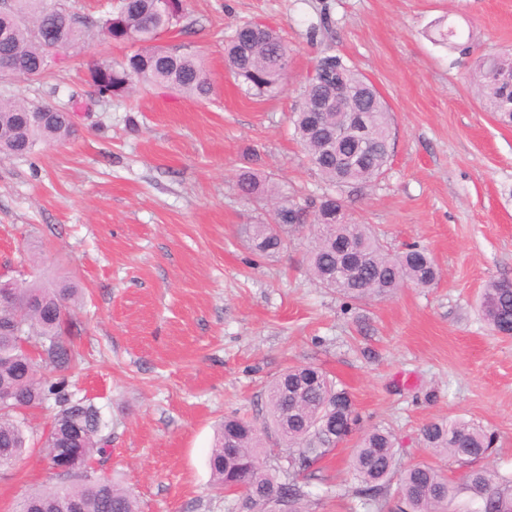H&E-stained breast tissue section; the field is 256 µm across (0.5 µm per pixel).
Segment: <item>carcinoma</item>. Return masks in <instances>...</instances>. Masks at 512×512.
<instances>
[{
    "label": "carcinoma",
    "mask_w": 512,
    "mask_h": 512,
    "mask_svg": "<svg viewBox=\"0 0 512 512\" xmlns=\"http://www.w3.org/2000/svg\"><path fill=\"white\" fill-rule=\"evenodd\" d=\"M185 17L184 0H112V10L90 17L69 5V0H9L0 10V59L12 75L39 81L55 68L48 47L56 45L67 57L78 55L92 38L102 35L133 51L114 62L100 59L89 67V84L99 98H123L136 85L158 86L187 96L207 98L213 91L202 63L190 53L156 44L160 35ZM454 26L440 33V41L461 52ZM225 59L242 80L248 94L273 97L283 90L290 49L272 28L256 23L236 27L225 39ZM344 75L351 96L360 102L380 133L392 132L393 118L375 87L336 54L317 61L313 76L301 90V104L293 113L296 137L312 167L321 176V195L302 202L282 197L275 205L273 223L286 224L281 232L269 224H247L244 233L260 257H274L288 247V235L314 223L308 271L322 287L352 302L362 303L392 294L411 283L429 287L439 271L435 260L417 245L392 255L366 224L347 214V202L385 174L391 144L378 139L363 148L354 140L336 148L328 140L342 113L328 112L322 126L310 121L307 106L333 88L336 73ZM475 82L484 107L512 124V85L501 81L512 74V52L489 53L476 61ZM78 130L70 112L49 102L29 103L0 97V152L30 155L44 142L68 141ZM238 191L245 197L274 195L276 189L260 175L242 170ZM21 303L0 310V325L16 322L17 335L0 331V455L13 462L28 450L26 411L49 401L57 412L54 432L43 440L45 457L73 460V471L56 478L52 487L29 492L15 512H138L134 495L92 467L95 457L108 451L109 437L99 409L90 401L75 400L69 392L68 373L78 363L72 340L76 289L37 281L16 288ZM481 308L493 331L512 330V288L493 281L484 289ZM51 364L54 379L38 376L37 361ZM267 418L263 425L236 415L219 424L209 457L213 485L233 492L234 512H270L273 498L288 512H310V481L315 467L351 434L358 416L349 392L313 366H295L267 386ZM284 447L282 459L265 460L266 439ZM421 441L434 454L465 464L488 453L493 437L484 428L463 420L439 419L426 424ZM398 465V443L385 427L367 431L354 449L350 466L358 481L355 494L370 512H448L464 491L478 503L476 512H512V474L495 470H467L461 481L446 478L428 463L406 467L397 497L390 481Z\"/></svg>",
    "instance_id": "carcinoma-1"
}]
</instances>
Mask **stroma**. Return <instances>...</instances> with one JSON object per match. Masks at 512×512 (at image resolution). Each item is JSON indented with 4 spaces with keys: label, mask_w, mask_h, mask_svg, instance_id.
Segmentation results:
<instances>
[{
    "label": "stroma",
    "mask_w": 512,
    "mask_h": 512,
    "mask_svg": "<svg viewBox=\"0 0 512 512\" xmlns=\"http://www.w3.org/2000/svg\"><path fill=\"white\" fill-rule=\"evenodd\" d=\"M246 22L292 50L276 97L246 95L227 67L224 37ZM452 23L470 33V55L440 41ZM159 42L199 58L209 99L141 89L79 112L76 139L0 153V276L77 288L69 389L96 403L111 436L99 473L139 512H230L207 464L217 424L263 420L268 384L313 364L347 388L360 424L320 463L312 512H364L350 455L378 426L402 465L512 474V337L479 313L489 282H512V125L471 83L476 57L512 48V0H185ZM326 52L370 79L394 119L384 178L348 209L390 251L426 249L441 271L432 287L349 303L309 275L306 234L262 258L242 232L270 223L272 206L239 194L241 170L298 199L321 192L290 117ZM124 54L99 36L41 81L0 89L67 107L89 95L90 63ZM439 418L493 432L491 452L465 467L434 455L420 430ZM52 482L31 447L0 471V512Z\"/></svg>",
    "instance_id": "stroma-1"
}]
</instances>
